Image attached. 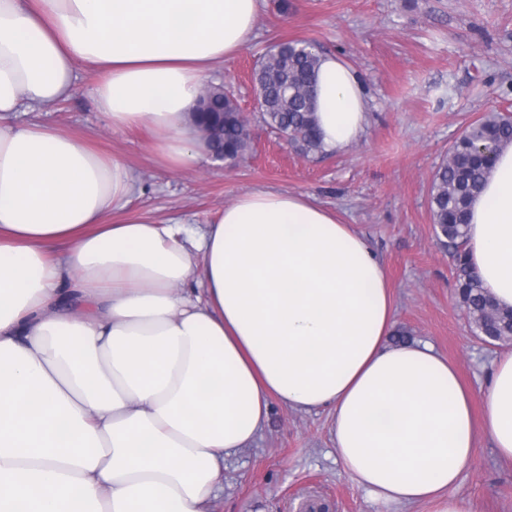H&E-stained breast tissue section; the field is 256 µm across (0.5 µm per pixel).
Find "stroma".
Wrapping results in <instances>:
<instances>
[{
	"instance_id": "obj_1",
	"label": "stroma",
	"mask_w": 512,
	"mask_h": 512,
	"mask_svg": "<svg viewBox=\"0 0 512 512\" xmlns=\"http://www.w3.org/2000/svg\"><path fill=\"white\" fill-rule=\"evenodd\" d=\"M307 39L343 56L370 101L368 125L342 152L303 155L260 125L253 150L231 164L212 159L174 171L156 159L151 133H112L97 112L99 75L82 69L66 100L14 115L15 123L57 126L117 155L135 176L129 215L201 230L239 195L257 189L304 193L364 233L385 265L394 327L431 342L481 392L505 344L478 339L460 308L447 247L429 212L434 174L451 142L491 111H512V0H261L252 41L209 72L232 85L247 115L256 100L252 71L274 43ZM462 494L483 512H512V466L478 434ZM315 494L329 512H384L344 473L326 411L273 404L257 443L224 461V492L213 512H300Z\"/></svg>"
}]
</instances>
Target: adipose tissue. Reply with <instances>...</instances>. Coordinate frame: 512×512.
<instances>
[{
    "label": "adipose tissue",
    "instance_id": "adipose-tissue-1",
    "mask_svg": "<svg viewBox=\"0 0 512 512\" xmlns=\"http://www.w3.org/2000/svg\"><path fill=\"white\" fill-rule=\"evenodd\" d=\"M259 0H0V512H210L224 459L271 401L329 410L344 473L386 508L481 512L459 494L476 432L512 464V350L482 397L428 342L393 343L386 269L309 196L256 190L200 234L127 215L135 178L67 130L12 125L100 73L112 131L149 129L195 168L210 64L251 41ZM324 149L356 143L369 102L323 54ZM482 288L512 308V143L468 210ZM483 422L475 424V403Z\"/></svg>",
    "mask_w": 512,
    "mask_h": 512
}]
</instances>
